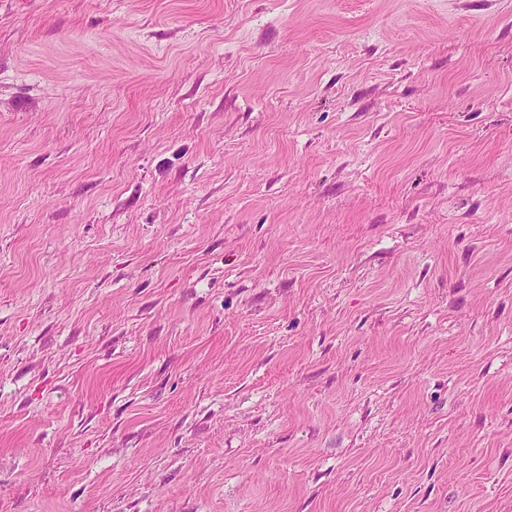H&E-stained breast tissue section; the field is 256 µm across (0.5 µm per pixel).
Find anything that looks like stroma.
I'll list each match as a JSON object with an SVG mask.
<instances>
[{
  "label": "stroma",
  "instance_id": "stroma-1",
  "mask_svg": "<svg viewBox=\"0 0 512 512\" xmlns=\"http://www.w3.org/2000/svg\"><path fill=\"white\" fill-rule=\"evenodd\" d=\"M0 512H512V0H0Z\"/></svg>",
  "mask_w": 512,
  "mask_h": 512
}]
</instances>
